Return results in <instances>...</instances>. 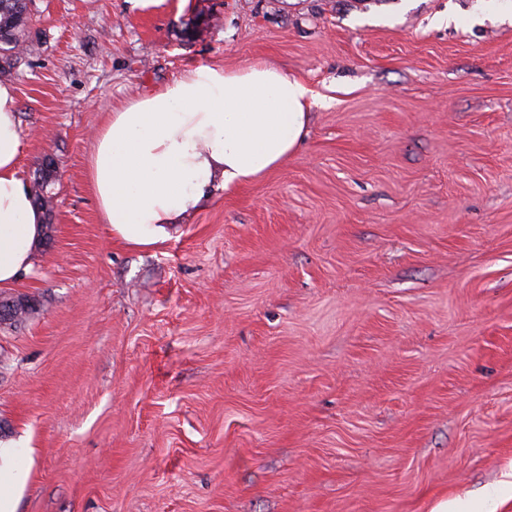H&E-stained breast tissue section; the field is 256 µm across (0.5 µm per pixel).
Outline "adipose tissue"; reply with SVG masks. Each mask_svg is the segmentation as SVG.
<instances>
[{
    "label": "adipose tissue",
    "mask_w": 512,
    "mask_h": 512,
    "mask_svg": "<svg viewBox=\"0 0 512 512\" xmlns=\"http://www.w3.org/2000/svg\"><path fill=\"white\" fill-rule=\"evenodd\" d=\"M314 96L265 62L198 65L109 112L87 180L103 223L130 247L164 242L208 192L232 194L278 168L309 134ZM19 104L0 83V288L28 273L45 218L20 171ZM16 444H0V512H15L28 473Z\"/></svg>",
    "instance_id": "obj_1"
}]
</instances>
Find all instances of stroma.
<instances>
[{
  "mask_svg": "<svg viewBox=\"0 0 512 512\" xmlns=\"http://www.w3.org/2000/svg\"><path fill=\"white\" fill-rule=\"evenodd\" d=\"M21 172L51 237L8 293L16 512H512V0H31ZM312 90L276 170L130 248L107 112L199 64Z\"/></svg>",
  "mask_w": 512,
  "mask_h": 512,
  "instance_id": "obj_1",
  "label": "stroma"
}]
</instances>
